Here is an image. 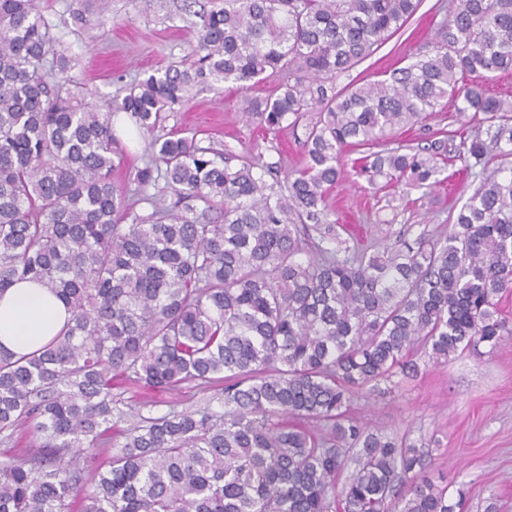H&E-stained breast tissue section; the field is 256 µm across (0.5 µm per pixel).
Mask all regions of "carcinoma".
Segmentation results:
<instances>
[{
    "mask_svg": "<svg viewBox=\"0 0 512 512\" xmlns=\"http://www.w3.org/2000/svg\"><path fill=\"white\" fill-rule=\"evenodd\" d=\"M421 0H224L198 18L193 67L150 74L98 112L49 82L70 60L35 0H0V293L51 289L71 319L19 358L0 352V512H462L405 436L349 414L354 392L512 336V172L481 178L448 234L383 251L341 238L327 197L346 147L382 145L444 106L473 113L457 157L512 155V0H451L425 54L386 79L325 83L400 32ZM286 73L247 113L305 125L304 159L274 191L247 161L176 133L124 182L112 115L151 133L195 85L242 90ZM471 82L461 84L463 78ZM439 147L385 148L362 168L425 184ZM164 181V195L149 193ZM150 205L128 207L130 194ZM119 379L158 392L224 383L219 407L144 414ZM110 455H105L107 449ZM354 472L344 484L349 464Z\"/></svg>",
    "mask_w": 512,
    "mask_h": 512,
    "instance_id": "cac0c4a2",
    "label": "carcinoma"
}]
</instances>
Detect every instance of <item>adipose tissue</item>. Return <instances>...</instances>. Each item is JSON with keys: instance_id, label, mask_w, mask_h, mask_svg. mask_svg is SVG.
Wrapping results in <instances>:
<instances>
[{"instance_id": "adipose-tissue-1", "label": "adipose tissue", "mask_w": 512, "mask_h": 512, "mask_svg": "<svg viewBox=\"0 0 512 512\" xmlns=\"http://www.w3.org/2000/svg\"><path fill=\"white\" fill-rule=\"evenodd\" d=\"M66 306L43 285L22 281L0 294V348L29 354L66 325Z\"/></svg>"}]
</instances>
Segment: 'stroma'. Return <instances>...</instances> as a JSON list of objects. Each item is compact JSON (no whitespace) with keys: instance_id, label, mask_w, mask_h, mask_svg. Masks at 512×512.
Here are the masks:
<instances>
[{"instance_id":"stroma-1","label":"stroma","mask_w":512,"mask_h":512,"mask_svg":"<svg viewBox=\"0 0 512 512\" xmlns=\"http://www.w3.org/2000/svg\"><path fill=\"white\" fill-rule=\"evenodd\" d=\"M37 5L57 50L72 60L67 74L55 71L52 79L67 78L69 87L99 111L149 74L171 65L185 68L194 60L196 29L181 0H158L151 6L144 0H37ZM447 17L448 0H422L410 24L338 77L335 89L353 79L379 80L407 65L426 50ZM278 83V78H266L251 94L275 93ZM248 95L224 82L192 89L151 135L137 133L126 117H118L115 135L126 148L118 178L149 160L154 138L176 131L224 153L231 165L246 159L260 170L275 165L278 180H285L303 162V132L288 125L262 130L245 116ZM474 129L469 116L450 106L400 136V144L409 149L445 141L452 157L431 186L389 185L387 177L361 171L357 152L345 151L343 177L330 196L336 219L365 243L380 247L398 240L407 228L416 234H446L477 185V173L512 165L511 156L494 154L464 174L465 163L455 151L460 136ZM416 359L421 367L417 378L378 393L356 392L351 414L414 441L428 456L429 476L449 492L467 489V512H484L492 498L500 512H512V337L495 350L483 345L445 364H433L422 353Z\"/></svg>"}]
</instances>
